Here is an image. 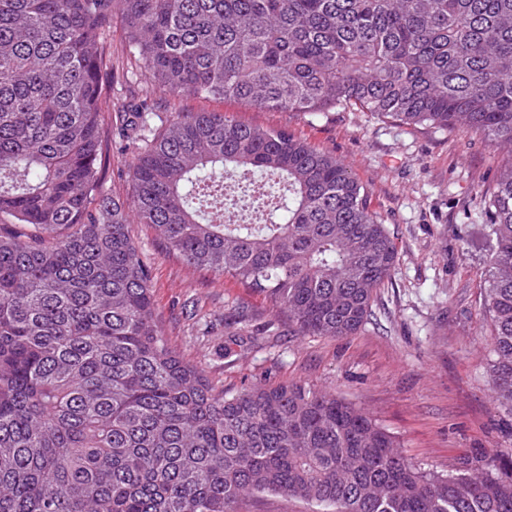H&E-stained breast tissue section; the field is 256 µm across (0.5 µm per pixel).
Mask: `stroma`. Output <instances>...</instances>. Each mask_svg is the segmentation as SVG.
Listing matches in <instances>:
<instances>
[{"label":"stroma","mask_w":512,"mask_h":512,"mask_svg":"<svg viewBox=\"0 0 512 512\" xmlns=\"http://www.w3.org/2000/svg\"><path fill=\"white\" fill-rule=\"evenodd\" d=\"M109 102L145 86L120 19L105 36ZM164 112H231L285 127L336 155L366 186L398 246L391 282L354 335L299 336L286 312L229 276L188 266L151 225L132 224L152 266L164 338L219 390L301 384L336 392L393 433L417 467L456 473L512 448V410L494 399L484 312L494 238L476 212L502 157L479 135L402 126L368 112H266L219 99L163 95ZM238 331L230 341L228 330Z\"/></svg>","instance_id":"35a3bbf8"}]
</instances>
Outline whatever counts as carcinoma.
<instances>
[{
  "mask_svg": "<svg viewBox=\"0 0 512 512\" xmlns=\"http://www.w3.org/2000/svg\"><path fill=\"white\" fill-rule=\"evenodd\" d=\"M120 14L149 84L115 108ZM269 112L465 127L508 154L480 213L494 393L512 407V0H0V512H512L503 473L440 475L335 393L216 391L165 341L129 225L266 293L299 336H351L394 237L336 156L231 112L161 117L155 90ZM115 141L133 192L103 190ZM235 512H312L313 508L297 499L277 494H255L239 498Z\"/></svg>",
  "mask_w": 512,
  "mask_h": 512,
  "instance_id": "1",
  "label": "carcinoma"
}]
</instances>
